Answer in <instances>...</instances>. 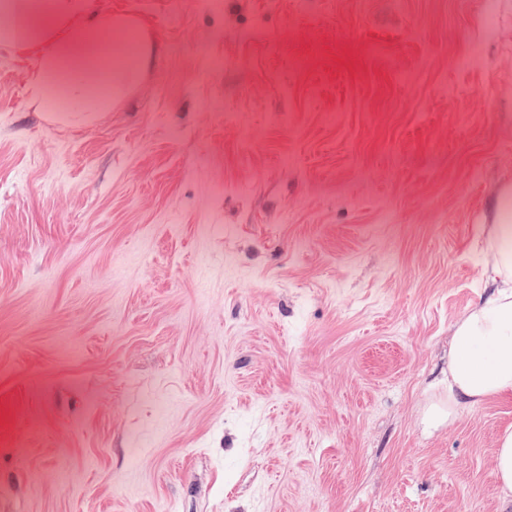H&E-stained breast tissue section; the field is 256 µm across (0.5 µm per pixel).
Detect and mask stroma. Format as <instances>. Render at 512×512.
Listing matches in <instances>:
<instances>
[{"label": "stroma", "instance_id": "1", "mask_svg": "<svg viewBox=\"0 0 512 512\" xmlns=\"http://www.w3.org/2000/svg\"><path fill=\"white\" fill-rule=\"evenodd\" d=\"M81 125L0 45V512H502L512 396L426 426L512 190V0H98ZM496 448L494 475L500 488L502 507H507L512 504V426L498 434Z\"/></svg>", "mask_w": 512, "mask_h": 512}]
</instances>
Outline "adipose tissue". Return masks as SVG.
Wrapping results in <instances>:
<instances>
[{
	"instance_id": "ef3b65f1",
	"label": "adipose tissue",
	"mask_w": 512,
	"mask_h": 512,
	"mask_svg": "<svg viewBox=\"0 0 512 512\" xmlns=\"http://www.w3.org/2000/svg\"><path fill=\"white\" fill-rule=\"evenodd\" d=\"M0 44L33 49L29 87L36 106H53L63 125L110 111L139 82L149 51L128 23L104 15L97 0H0ZM494 221L480 236L488 260L485 292L454 326L448 396L427 409L429 422L512 396V192L493 200Z\"/></svg>"
}]
</instances>
